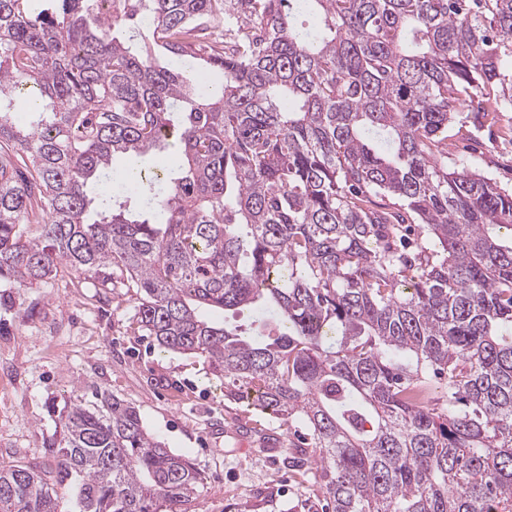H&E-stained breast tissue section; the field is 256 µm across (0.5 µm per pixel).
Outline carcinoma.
Instances as JSON below:
<instances>
[{
	"instance_id": "cac0c4a2",
	"label": "carcinoma",
	"mask_w": 512,
	"mask_h": 512,
	"mask_svg": "<svg viewBox=\"0 0 512 512\" xmlns=\"http://www.w3.org/2000/svg\"><path fill=\"white\" fill-rule=\"evenodd\" d=\"M98 2L0 0V281L128 289L159 349L305 427L332 512H512V189L448 163L473 95L477 129L512 108V0ZM155 147L183 163L114 170ZM241 307L269 316L201 313ZM57 420L0 512H193L135 406Z\"/></svg>"
}]
</instances>
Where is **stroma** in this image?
I'll list each match as a JSON object with an SVG mask.
<instances>
[{
    "label": "stroma",
    "instance_id": "obj_1",
    "mask_svg": "<svg viewBox=\"0 0 512 512\" xmlns=\"http://www.w3.org/2000/svg\"><path fill=\"white\" fill-rule=\"evenodd\" d=\"M448 143L449 160L512 187V142L490 141L464 118ZM133 316L125 289L72 272L31 288L0 282V459L49 468L56 410L105 391L201 473L196 512H322L315 471L287 463L301 429L225 400L201 357L159 351ZM246 427L279 441L244 445L237 432Z\"/></svg>",
    "mask_w": 512,
    "mask_h": 512
}]
</instances>
